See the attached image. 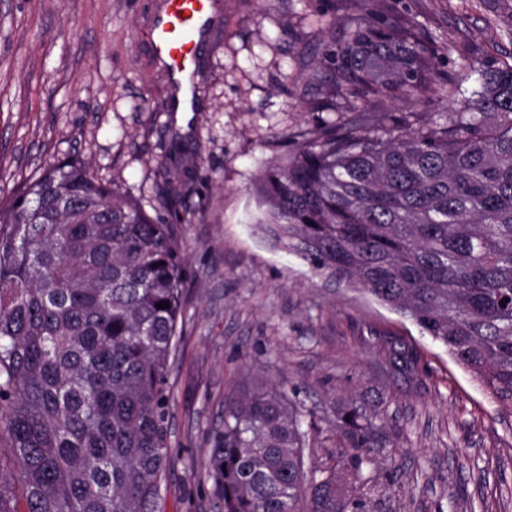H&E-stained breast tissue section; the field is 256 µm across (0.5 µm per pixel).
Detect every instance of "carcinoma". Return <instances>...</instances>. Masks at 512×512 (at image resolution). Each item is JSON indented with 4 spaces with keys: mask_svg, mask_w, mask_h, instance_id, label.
I'll return each mask as SVG.
<instances>
[{
    "mask_svg": "<svg viewBox=\"0 0 512 512\" xmlns=\"http://www.w3.org/2000/svg\"><path fill=\"white\" fill-rule=\"evenodd\" d=\"M438 52L371 7L331 53L337 90L411 97L436 82ZM479 74L463 107L398 136L378 122L296 132L251 186L252 223L409 317L511 407L512 64ZM168 184L167 220L73 159L0 209V512H17L12 466L26 512H159L185 280L173 225L187 182ZM339 419L365 447L373 417L350 403ZM308 447L288 395L258 386L224 405L210 493L224 512H361L334 474L307 472Z\"/></svg>",
    "mask_w": 512,
    "mask_h": 512,
    "instance_id": "carcinoma-1",
    "label": "carcinoma"
}]
</instances>
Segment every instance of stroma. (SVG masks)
Here are the masks:
<instances>
[{
  "label": "stroma",
  "mask_w": 512,
  "mask_h": 512,
  "mask_svg": "<svg viewBox=\"0 0 512 512\" xmlns=\"http://www.w3.org/2000/svg\"><path fill=\"white\" fill-rule=\"evenodd\" d=\"M224 14L197 64L200 109L162 111L165 78L147 23L156 0H0V208L44 168L85 162L99 182L161 210L167 173L194 193L176 227L186 261L171 360V466L160 512H223L205 480L224 403L257 382L285 390L311 427L309 469H332L365 512H512V408L446 347L370 296L272 248L249 222L262 166L293 154L296 131L460 107L467 67L512 63V0H382L445 43L437 67L457 90L418 102L324 100L364 0H217ZM416 350L415 372L394 351ZM374 415L370 447L337 429L342 405ZM360 468L350 475L349 456Z\"/></svg>",
  "instance_id": "stroma-1"
}]
</instances>
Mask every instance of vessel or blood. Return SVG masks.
<instances>
[{
  "label": "vessel or blood",
  "instance_id": "1",
  "mask_svg": "<svg viewBox=\"0 0 512 512\" xmlns=\"http://www.w3.org/2000/svg\"><path fill=\"white\" fill-rule=\"evenodd\" d=\"M217 19L215 0H158L149 20L148 36L155 65L168 86L165 111H195L196 53Z\"/></svg>",
  "mask_w": 512,
  "mask_h": 512
}]
</instances>
